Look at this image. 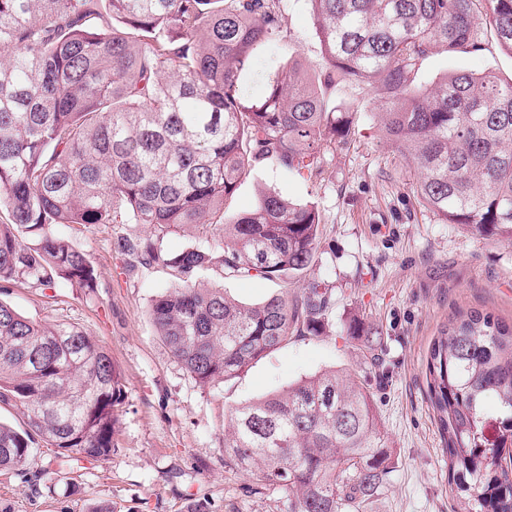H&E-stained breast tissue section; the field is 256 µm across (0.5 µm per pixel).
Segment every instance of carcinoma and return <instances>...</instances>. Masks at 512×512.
<instances>
[{"mask_svg":"<svg viewBox=\"0 0 512 512\" xmlns=\"http://www.w3.org/2000/svg\"><path fill=\"white\" fill-rule=\"evenodd\" d=\"M322 61L292 59L258 98L240 75L282 31V0H0V294L18 283L87 294L95 269L59 224H143L115 249L131 267L161 264L172 284L149 316L201 385L225 382L293 337L321 336L331 294L311 276L322 216L272 190L232 220L224 205L264 163L319 173L352 135L351 109L322 85L367 82L381 136L419 173L416 193L442 224L512 243V78L449 73L417 83L435 49H480V25L512 53V0H311ZM191 229L198 243L160 249ZM302 291L247 305L202 287L212 266ZM350 339L378 337L355 320ZM430 402L447 439L453 512H512V325L459 312L427 362ZM124 378L107 349L71 324L32 320L0 300V469L33 450L63 462L116 450ZM492 401L496 409L489 411ZM396 464L367 386L329 369L240 404L224 430V466L257 477L288 512H372Z\"/></svg>","mask_w":512,"mask_h":512,"instance_id":"carcinoma-1","label":"carcinoma"}]
</instances>
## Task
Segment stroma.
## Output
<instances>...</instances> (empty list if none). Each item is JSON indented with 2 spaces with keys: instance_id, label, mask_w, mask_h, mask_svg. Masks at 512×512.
<instances>
[{
  "instance_id": "obj_1",
  "label": "stroma",
  "mask_w": 512,
  "mask_h": 512,
  "mask_svg": "<svg viewBox=\"0 0 512 512\" xmlns=\"http://www.w3.org/2000/svg\"><path fill=\"white\" fill-rule=\"evenodd\" d=\"M285 26L241 77L247 95L274 78L282 55L321 60L310 0H284ZM477 51L433 53L422 79L450 71L491 72L512 78V54L482 26ZM331 98L356 107L350 143L329 157L319 177H299L272 164L254 168L225 212L249 210L266 188L314 203L322 215L314 275L332 291L324 335L289 340L238 377L197 383L172 358L148 314L154 295L172 279L155 265L125 274L120 236L146 234L140 224L101 225L78 233L56 226L87 254L98 278L94 294L56 290L42 302L18 284L0 299L24 316L83 328L112 354L125 380L117 449L106 461L59 465L34 449L27 466L0 471V512H275L274 496L246 493L247 476L224 466V427L230 410L326 369H346L368 384L397 465L374 512H451L446 440L429 400L426 364L441 329L457 311L476 310L512 324V244L472 236L443 224L417 197L416 172L380 136L374 89L336 85ZM199 282L221 286L252 304L276 291L258 277H223L219 268ZM360 318L379 336L383 378L371 354L349 343L347 327Z\"/></svg>"
}]
</instances>
